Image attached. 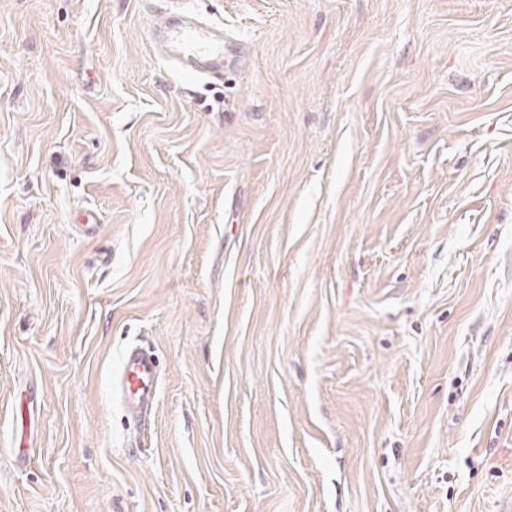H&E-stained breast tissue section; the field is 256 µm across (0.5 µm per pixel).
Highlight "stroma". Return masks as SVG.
I'll list each match as a JSON object with an SVG mask.
<instances>
[{
	"instance_id": "stroma-1",
	"label": "stroma",
	"mask_w": 512,
	"mask_h": 512,
	"mask_svg": "<svg viewBox=\"0 0 512 512\" xmlns=\"http://www.w3.org/2000/svg\"><path fill=\"white\" fill-rule=\"evenodd\" d=\"M191 7L0 0V512H503L512 0ZM180 16L183 21H172ZM158 55L175 65L182 76L191 79L224 77V28L200 21L187 10L170 9L151 32ZM115 385L124 410L141 424L144 410L153 408L158 399L160 369L154 351L138 345L127 347L115 373Z\"/></svg>"
}]
</instances>
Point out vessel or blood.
<instances>
[{
	"label": "vessel or blood",
	"instance_id": "vessel-or-blood-1",
	"mask_svg": "<svg viewBox=\"0 0 512 512\" xmlns=\"http://www.w3.org/2000/svg\"><path fill=\"white\" fill-rule=\"evenodd\" d=\"M158 55L174 63L185 77L223 79L224 29L200 21L182 11L180 20L164 19L151 32ZM121 404L135 421H143L145 409L155 405L160 385V369L153 350L132 345L121 357L115 374Z\"/></svg>",
	"mask_w": 512,
	"mask_h": 512
}]
</instances>
